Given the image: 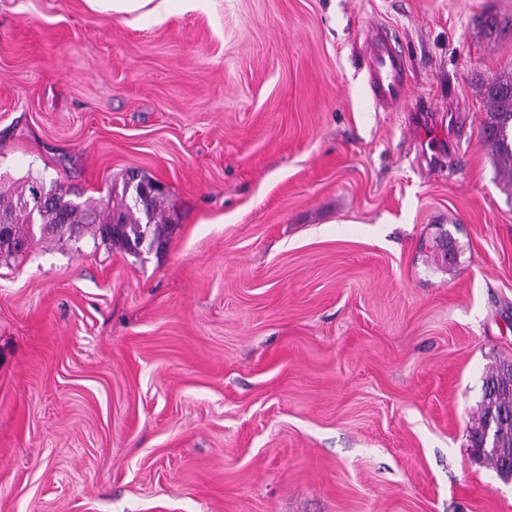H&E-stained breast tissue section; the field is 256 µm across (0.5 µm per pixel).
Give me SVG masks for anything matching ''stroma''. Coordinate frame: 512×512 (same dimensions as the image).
Instances as JSON below:
<instances>
[{
  "instance_id": "35a3bbf8",
  "label": "stroma",
  "mask_w": 512,
  "mask_h": 512,
  "mask_svg": "<svg viewBox=\"0 0 512 512\" xmlns=\"http://www.w3.org/2000/svg\"><path fill=\"white\" fill-rule=\"evenodd\" d=\"M512 0H0V192L165 184L162 251L0 259V512H512ZM406 60L375 101L376 34ZM490 108L483 133L501 166L512 177V72H503L484 86ZM482 414L478 425L470 434V442L489 435L493 439L494 450L487 451V438L483 448H471L477 459L485 460L501 477L506 463L512 467V363L502 362L489 370L483 381Z\"/></svg>"
}]
</instances>
